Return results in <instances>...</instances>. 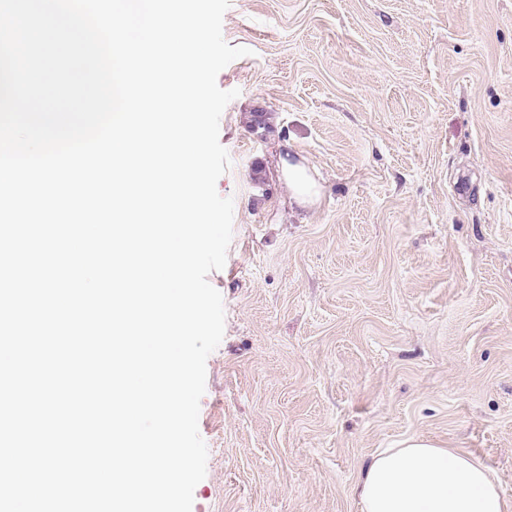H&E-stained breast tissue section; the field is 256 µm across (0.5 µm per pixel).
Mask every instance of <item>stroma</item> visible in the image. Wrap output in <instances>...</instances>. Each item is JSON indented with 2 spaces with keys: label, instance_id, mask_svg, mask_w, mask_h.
<instances>
[{
  "label": "stroma",
  "instance_id": "obj_1",
  "mask_svg": "<svg viewBox=\"0 0 512 512\" xmlns=\"http://www.w3.org/2000/svg\"><path fill=\"white\" fill-rule=\"evenodd\" d=\"M223 37L250 53L217 76L234 219L192 512H360L412 436L512 499V0H230ZM283 174L288 185L290 204L300 208L312 205L319 196V184L314 173L302 162L292 161L287 150H283Z\"/></svg>",
  "mask_w": 512,
  "mask_h": 512
}]
</instances>
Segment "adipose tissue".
Here are the masks:
<instances>
[{
  "label": "adipose tissue",
  "mask_w": 512,
  "mask_h": 512,
  "mask_svg": "<svg viewBox=\"0 0 512 512\" xmlns=\"http://www.w3.org/2000/svg\"><path fill=\"white\" fill-rule=\"evenodd\" d=\"M291 204L312 205L319 196L313 172L283 160ZM360 512H512L494 473L468 455L412 437L378 450L354 486Z\"/></svg>",
  "instance_id": "obj_1"
}]
</instances>
